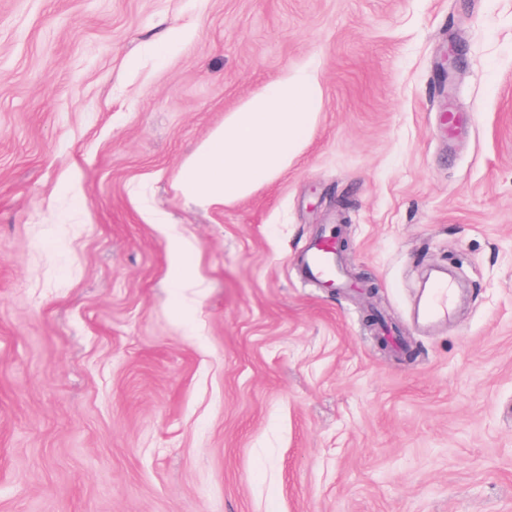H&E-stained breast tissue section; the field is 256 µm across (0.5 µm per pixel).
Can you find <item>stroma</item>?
I'll use <instances>...</instances> for the list:
<instances>
[{
    "label": "stroma",
    "mask_w": 512,
    "mask_h": 512,
    "mask_svg": "<svg viewBox=\"0 0 512 512\" xmlns=\"http://www.w3.org/2000/svg\"><path fill=\"white\" fill-rule=\"evenodd\" d=\"M291 68L324 107L288 170L182 198ZM336 229L350 287L303 281ZM0 512H512V0H0ZM151 223L157 224L168 240L173 287L181 291L185 299L192 300L190 295L194 288H199L198 276L187 261V257L195 250L194 243L178 232L163 214L152 213ZM451 289L448 284L436 282L428 292L424 299V321L432 322L441 320L448 314V303L450 299Z\"/></svg>",
    "instance_id": "35a3bbf8"
}]
</instances>
